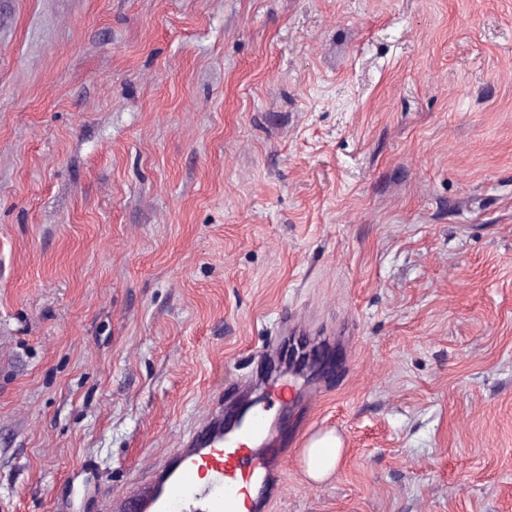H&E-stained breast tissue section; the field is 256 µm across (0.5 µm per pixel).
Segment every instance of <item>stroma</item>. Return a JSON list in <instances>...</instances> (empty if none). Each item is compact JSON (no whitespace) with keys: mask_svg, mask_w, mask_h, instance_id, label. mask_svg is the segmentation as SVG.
Returning <instances> with one entry per match:
<instances>
[{"mask_svg":"<svg viewBox=\"0 0 512 512\" xmlns=\"http://www.w3.org/2000/svg\"><path fill=\"white\" fill-rule=\"evenodd\" d=\"M293 311L265 512H512V0H0V512H99ZM339 447L340 441L332 431L312 440L308 448H304L307 476L314 481L326 478L336 467Z\"/></svg>","mask_w":512,"mask_h":512,"instance_id":"obj_1","label":"stroma"}]
</instances>
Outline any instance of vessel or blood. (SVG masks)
I'll return each mask as SVG.
<instances>
[{
  "label": "vessel or blood",
  "instance_id": "obj_1",
  "mask_svg": "<svg viewBox=\"0 0 512 512\" xmlns=\"http://www.w3.org/2000/svg\"><path fill=\"white\" fill-rule=\"evenodd\" d=\"M290 394L285 384L268 393L239 426L223 404L212 405L143 483L120 492L99 486L100 512H263L280 462L275 431L287 422Z\"/></svg>",
  "mask_w": 512,
  "mask_h": 512
}]
</instances>
